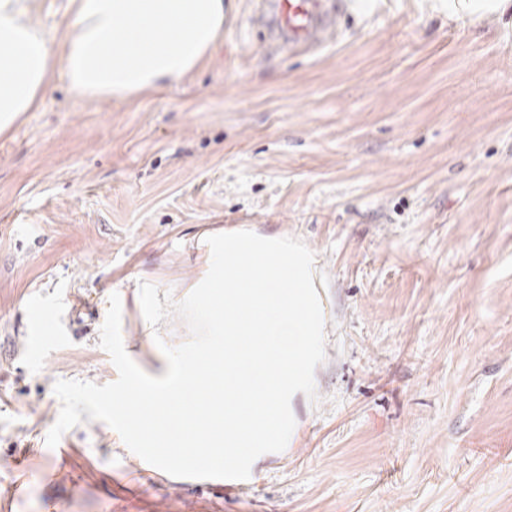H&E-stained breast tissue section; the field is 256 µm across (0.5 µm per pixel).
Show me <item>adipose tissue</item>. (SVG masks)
I'll return each instance as SVG.
<instances>
[{
  "label": "adipose tissue",
  "instance_id": "ef3b65f1",
  "mask_svg": "<svg viewBox=\"0 0 512 512\" xmlns=\"http://www.w3.org/2000/svg\"><path fill=\"white\" fill-rule=\"evenodd\" d=\"M74 23L53 57L27 0H0V133L36 107L54 65L81 98L127 99L180 80L213 47L224 0H70Z\"/></svg>",
  "mask_w": 512,
  "mask_h": 512
}]
</instances>
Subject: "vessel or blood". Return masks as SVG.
Here are the masks:
<instances>
[{"mask_svg":"<svg viewBox=\"0 0 512 512\" xmlns=\"http://www.w3.org/2000/svg\"><path fill=\"white\" fill-rule=\"evenodd\" d=\"M257 20L272 46L311 54L326 47L337 28L341 0H259Z\"/></svg>","mask_w":512,"mask_h":512,"instance_id":"b4317fda","label":"vessel or blood"}]
</instances>
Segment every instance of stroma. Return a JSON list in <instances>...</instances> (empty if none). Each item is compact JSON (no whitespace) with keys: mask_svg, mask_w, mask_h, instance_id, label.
<instances>
[{"mask_svg":"<svg viewBox=\"0 0 512 512\" xmlns=\"http://www.w3.org/2000/svg\"><path fill=\"white\" fill-rule=\"evenodd\" d=\"M316 55L273 51L232 0L204 62L119 101L55 68L0 134V512H512V28L445 0H349ZM52 44L68 0H29ZM313 252L325 359L286 449L242 492L112 480L139 457L100 421L46 435L60 379L107 384L111 294L132 360L161 376L139 284L182 300L203 234ZM47 319L39 343L26 308ZM63 480L48 483L61 453Z\"/></svg>","mask_w":512,"mask_h":512,"instance_id":"35a3bbf8","label":"stroma"}]
</instances>
